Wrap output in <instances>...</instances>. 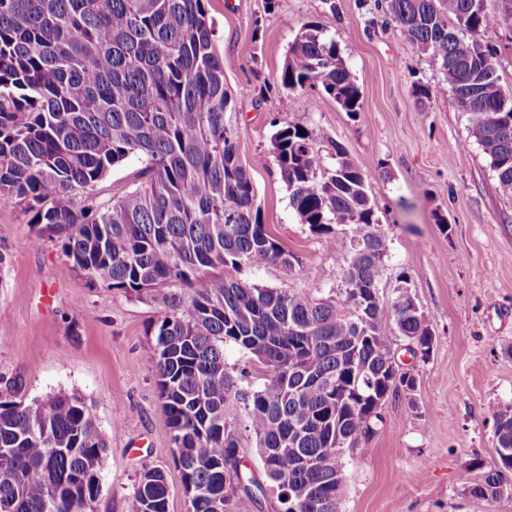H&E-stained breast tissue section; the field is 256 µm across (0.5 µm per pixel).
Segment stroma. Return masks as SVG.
<instances>
[{"label": "stroma", "instance_id": "1", "mask_svg": "<svg viewBox=\"0 0 512 512\" xmlns=\"http://www.w3.org/2000/svg\"><path fill=\"white\" fill-rule=\"evenodd\" d=\"M234 99L239 157L263 221L296 258L243 267L242 281L327 292L341 278L348 237L333 244L299 222L271 153L275 127L299 125L342 144L367 175L389 250L380 293L406 285L436 342L414 361L416 410L387 399L368 454L346 451L339 512H512L469 493L496 458L486 408L512 405V196L480 150L452 93L423 98L440 73L383 12L358 0H208ZM317 21L333 36L361 94L356 114L322 88L284 89L288 46ZM444 224H437V217ZM30 216L0 201V392L21 380L33 402L56 392L90 404L108 444L96 512H129L147 466L163 467L169 512H187L157 375L144 357L158 304L90 285L59 241L34 240Z\"/></svg>", "mask_w": 512, "mask_h": 512}]
</instances>
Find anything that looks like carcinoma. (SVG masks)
I'll use <instances>...</instances> for the list:
<instances>
[{
  "mask_svg": "<svg viewBox=\"0 0 512 512\" xmlns=\"http://www.w3.org/2000/svg\"><path fill=\"white\" fill-rule=\"evenodd\" d=\"M208 0H0V199L32 214L35 239H60L93 284L161 295L145 356L158 387L187 512H238L269 488L284 512H338L345 451L383 422L378 398L416 409L412 370L393 346L426 360L436 340L402 288L386 304L388 252L366 175L338 142L302 126L276 130L274 161L300 223L332 243L349 237L340 284L326 298L244 284L242 266L294 267L263 223L238 152L224 56ZM386 11L439 64L501 188L512 194V94L496 52L477 35L512 30V0H386ZM288 90L319 86L348 113L360 91L336 39L307 22L281 74ZM141 160L140 184L96 201L112 168ZM188 286L182 292L172 284ZM231 344L262 366L230 374ZM0 393V512H94L107 442L76 394L30 404L18 383ZM244 406L261 472L239 454L227 415ZM497 449L512 450V406L490 404ZM471 493L496 501L512 489L498 454ZM164 470L143 469L130 512H166Z\"/></svg>",
  "mask_w": 512,
  "mask_h": 512,
  "instance_id": "1",
  "label": "carcinoma"
}]
</instances>
